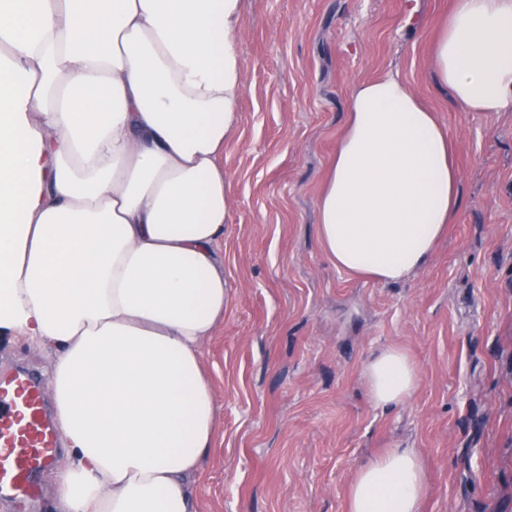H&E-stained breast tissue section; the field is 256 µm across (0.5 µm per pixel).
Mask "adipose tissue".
Masks as SVG:
<instances>
[{
  "label": "adipose tissue",
  "mask_w": 512,
  "mask_h": 512,
  "mask_svg": "<svg viewBox=\"0 0 512 512\" xmlns=\"http://www.w3.org/2000/svg\"><path fill=\"white\" fill-rule=\"evenodd\" d=\"M240 23L241 0H0V332L53 351L58 512H198ZM433 60L466 111L511 110L512 0H456ZM451 148L400 74L358 81L317 201L328 261L382 284L426 266L461 204ZM362 376L381 407L420 381L398 347ZM425 488L392 448L345 512H421Z\"/></svg>",
  "instance_id": "ef3b65f1"
}]
</instances>
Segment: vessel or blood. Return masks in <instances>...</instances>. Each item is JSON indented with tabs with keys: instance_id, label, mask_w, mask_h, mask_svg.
I'll return each mask as SVG.
<instances>
[{
	"instance_id": "1",
	"label": "vessel or blood",
	"mask_w": 512,
	"mask_h": 512,
	"mask_svg": "<svg viewBox=\"0 0 512 512\" xmlns=\"http://www.w3.org/2000/svg\"><path fill=\"white\" fill-rule=\"evenodd\" d=\"M59 432L30 372L0 373V491L31 496L35 478L58 454Z\"/></svg>"
}]
</instances>
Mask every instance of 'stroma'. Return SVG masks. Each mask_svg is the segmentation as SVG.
Here are the masks:
<instances>
[{"label":"stroma","instance_id":"obj_1","mask_svg":"<svg viewBox=\"0 0 512 512\" xmlns=\"http://www.w3.org/2000/svg\"><path fill=\"white\" fill-rule=\"evenodd\" d=\"M406 1L242 0L202 512H344L356 466L388 448L424 458L422 512H512V112L465 111L438 85L432 46L454 0H410L408 25ZM392 71L447 127L461 207L427 266L378 284L326 259L317 199L354 83ZM392 346L420 384L377 407L362 368ZM50 358L0 341V372L42 375Z\"/></svg>","mask_w":512,"mask_h":512}]
</instances>
